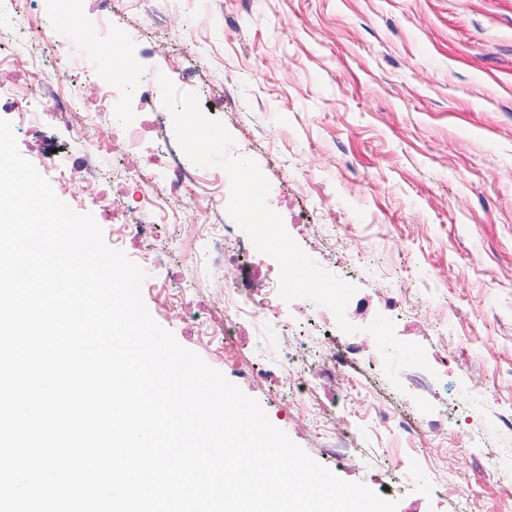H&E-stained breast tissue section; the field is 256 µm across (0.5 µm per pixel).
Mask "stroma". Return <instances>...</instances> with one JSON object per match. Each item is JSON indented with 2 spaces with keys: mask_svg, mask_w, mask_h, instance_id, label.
Masks as SVG:
<instances>
[{
  "mask_svg": "<svg viewBox=\"0 0 512 512\" xmlns=\"http://www.w3.org/2000/svg\"><path fill=\"white\" fill-rule=\"evenodd\" d=\"M164 46L148 34L125 39L138 72H163L222 120L232 154L253 159L267 179V204L291 238L322 266L356 259L347 320L363 346L337 391L336 411L366 450L336 464L320 451L309 417L286 409L276 385L247 379L243 363L275 368L264 338L277 325H327L329 308L306 298L274 300L263 320L238 325L230 346L202 336L220 327L221 283L202 263L176 307L151 290L144 303L179 345L256 399L271 423L312 459L349 482L395 500L397 512H512V0H167ZM81 12L87 0H21L31 28ZM22 154L57 196L92 214L107 245L142 266L147 280L171 278L147 263L144 243L102 201L60 181L79 148L63 127L16 131ZM392 289L391 309L378 295ZM396 337L424 347L430 392L396 388L367 327L377 315ZM337 332V344L352 338ZM459 404L468 433L413 441L378 422L374 402L428 419ZM448 489H437V470Z\"/></svg>",
  "mask_w": 512,
  "mask_h": 512,
  "instance_id": "35a3bbf8",
  "label": "stroma"
}]
</instances>
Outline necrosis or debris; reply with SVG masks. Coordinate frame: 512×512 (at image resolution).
Instances as JSON below:
<instances>
[{
  "mask_svg": "<svg viewBox=\"0 0 512 512\" xmlns=\"http://www.w3.org/2000/svg\"><path fill=\"white\" fill-rule=\"evenodd\" d=\"M93 4L100 18L97 36L105 43L113 35L108 21L118 10L131 15L136 31L160 33L166 28L165 0H93ZM18 49L27 57L29 70L27 81L11 97L17 127L25 129L37 121L35 99L54 101L56 122L80 143L77 165L65 172V179L76 180L84 193L96 192L106 181L126 183L131 201L106 202L105 212H123L129 234L140 240H152L160 224L181 228L175 247L151 249V264H167L176 251L191 254L196 241L205 240L202 261L209 276L224 285V321L217 331L202 326V335L227 337L239 321L257 320L263 306L279 294V269L257 266L252 244L238 241L231 225L225 224L224 206L217 195L230 177L222 168L193 164L170 139L169 112L154 97L156 79L139 78L132 83L116 79L106 56L86 62L67 42L49 34L28 37L21 21L0 28V67ZM132 92L137 93L140 107L152 115L151 131L165 161L162 174L150 175L124 163L126 156L137 152L141 129L115 123L114 114ZM360 351L356 343L339 346L321 332L306 339L297 331L281 332L273 342L280 387L292 403L315 414V425L323 432L321 451L338 462L362 456L363 451L353 433L342 428L335 411L321 410L319 394L340 386Z\"/></svg>",
  "mask_w": 512,
  "mask_h": 512,
  "instance_id": "obj_1",
  "label": "necrosis or debris"
}]
</instances>
